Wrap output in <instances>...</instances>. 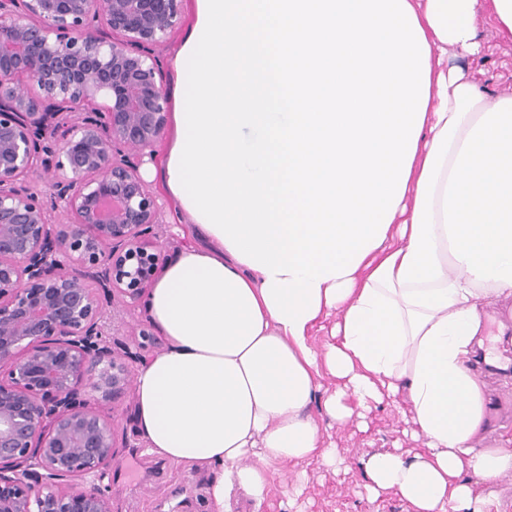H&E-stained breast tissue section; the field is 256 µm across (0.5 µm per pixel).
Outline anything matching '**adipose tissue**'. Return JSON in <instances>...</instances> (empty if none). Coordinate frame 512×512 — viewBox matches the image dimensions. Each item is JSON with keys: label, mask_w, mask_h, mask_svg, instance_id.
Segmentation results:
<instances>
[{"label": "adipose tissue", "mask_w": 512, "mask_h": 512, "mask_svg": "<svg viewBox=\"0 0 512 512\" xmlns=\"http://www.w3.org/2000/svg\"><path fill=\"white\" fill-rule=\"evenodd\" d=\"M483 13L512 42V0H193L161 176L198 242L146 296L166 347L136 421L146 453L208 474L209 512L336 464L318 415L400 396L423 448L367 453L370 496L501 512L484 487L512 445H480L472 361L482 305L512 312V95L441 65L480 54Z\"/></svg>", "instance_id": "adipose-tissue-1"}]
</instances>
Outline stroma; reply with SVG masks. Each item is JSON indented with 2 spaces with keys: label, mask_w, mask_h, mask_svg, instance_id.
Masks as SVG:
<instances>
[{
  "label": "stroma",
  "mask_w": 512,
  "mask_h": 512,
  "mask_svg": "<svg viewBox=\"0 0 512 512\" xmlns=\"http://www.w3.org/2000/svg\"><path fill=\"white\" fill-rule=\"evenodd\" d=\"M478 32L488 47L479 64L481 89L485 101L492 103L512 94V44L496 37L488 17L479 18ZM487 315L485 347L494 361L493 377L486 382L492 398L483 445L489 448L512 437V315L494 307L488 308ZM151 326L143 305L131 307L114 299L106 330L113 342L134 354L128 364L129 378H136L142 362L165 347L159 332L142 340L141 329ZM102 409L112 418L116 433L115 457L104 480L112 512H208L206 473L145 453L136 424L134 391L103 403ZM412 430V412L403 400L372 410L360 425L322 422L324 442L334 445L342 459L339 468L305 461L288 465L274 474L261 512H407L394 493L369 499L360 458L397 443L419 450Z\"/></svg>",
  "instance_id": "35a3bbf8"
}]
</instances>
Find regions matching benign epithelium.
<instances>
[{
    "mask_svg": "<svg viewBox=\"0 0 512 512\" xmlns=\"http://www.w3.org/2000/svg\"><path fill=\"white\" fill-rule=\"evenodd\" d=\"M183 15L184 0H0V512H112L97 402L128 370L104 324L161 263L163 203L140 166L169 121L154 48ZM39 170L63 222L26 186Z\"/></svg>",
    "mask_w": 512,
    "mask_h": 512,
    "instance_id": "1",
    "label": "benign epithelium"
}]
</instances>
